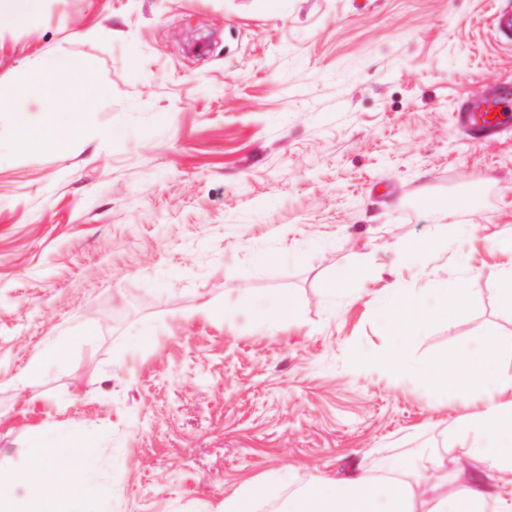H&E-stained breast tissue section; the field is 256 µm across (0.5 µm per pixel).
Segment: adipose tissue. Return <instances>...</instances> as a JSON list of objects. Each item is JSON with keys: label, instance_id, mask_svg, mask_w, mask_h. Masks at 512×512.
I'll return each mask as SVG.
<instances>
[{"label": "adipose tissue", "instance_id": "adipose-tissue-1", "mask_svg": "<svg viewBox=\"0 0 512 512\" xmlns=\"http://www.w3.org/2000/svg\"><path fill=\"white\" fill-rule=\"evenodd\" d=\"M31 101L39 107V120L26 115ZM86 106V99L60 97L51 67L34 70L18 92L17 144L77 137ZM507 354L512 356V344L490 333L475 354L461 351L422 366L401 356L387 365L396 377L424 375L434 389L452 390L461 400L481 398L479 412L460 417L451 426L468 443V476L451 468L433 480L420 481L413 477L412 464L384 458L375 466H359L342 480L320 479L290 497L286 512H418L420 501L429 504V512H483L489 504L495 512H512V373L501 364ZM69 445L78 449V456L64 457L57 449L37 445L23 468L0 472V512H66V505L73 502L95 501L91 482L75 487L72 472L77 469L88 476L96 463L81 454L82 437H71Z\"/></svg>", "mask_w": 512, "mask_h": 512}]
</instances>
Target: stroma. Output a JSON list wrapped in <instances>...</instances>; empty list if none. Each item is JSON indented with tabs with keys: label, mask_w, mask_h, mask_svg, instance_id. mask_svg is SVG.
Listing matches in <instances>:
<instances>
[{
	"label": "stroma",
	"mask_w": 512,
	"mask_h": 512,
	"mask_svg": "<svg viewBox=\"0 0 512 512\" xmlns=\"http://www.w3.org/2000/svg\"><path fill=\"white\" fill-rule=\"evenodd\" d=\"M503 7L42 0L0 24V467L78 433L101 512H221L251 482L279 503L364 460L441 455L480 399L380 360L512 339L494 246L512 132L456 123L512 82ZM50 58L93 73L84 132L16 147L15 92ZM460 283L464 314L400 341L395 291L433 307Z\"/></svg>",
	"instance_id": "1"
}]
</instances>
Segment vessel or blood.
Listing matches in <instances>:
<instances>
[{
  "label": "vessel or blood",
  "instance_id": "vessel-or-blood-1",
  "mask_svg": "<svg viewBox=\"0 0 512 512\" xmlns=\"http://www.w3.org/2000/svg\"><path fill=\"white\" fill-rule=\"evenodd\" d=\"M457 124L476 139H488L512 130V84L500 85L488 97L461 104Z\"/></svg>",
  "mask_w": 512,
  "mask_h": 512
}]
</instances>
